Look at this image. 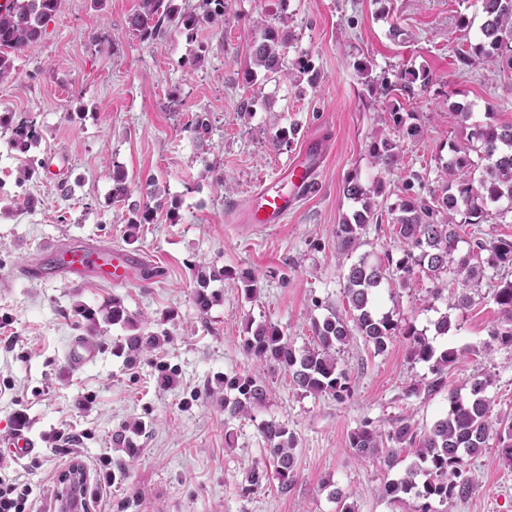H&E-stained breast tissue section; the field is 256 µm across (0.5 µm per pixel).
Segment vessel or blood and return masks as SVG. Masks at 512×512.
Returning a JSON list of instances; mask_svg holds the SVG:
<instances>
[{"mask_svg":"<svg viewBox=\"0 0 512 512\" xmlns=\"http://www.w3.org/2000/svg\"><path fill=\"white\" fill-rule=\"evenodd\" d=\"M324 151L322 141L314 140L289 164L279 168L267 184L249 199L245 218L252 224L283 223L294 204L312 193L317 186V170ZM139 259L118 248H103L83 240L62 246H48L40 259L30 263L25 272L35 279L65 277L78 283L87 277L112 284L131 281ZM99 356L97 346L83 338H73L66 352L72 370L93 364ZM12 459L22 460L38 452V443L26 430L14 431L4 442Z\"/></svg>","mask_w":512,"mask_h":512,"instance_id":"1","label":"vessel or blood"}]
</instances>
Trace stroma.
<instances>
[{"label":"stroma","mask_w":512,"mask_h":512,"mask_svg":"<svg viewBox=\"0 0 512 512\" xmlns=\"http://www.w3.org/2000/svg\"><path fill=\"white\" fill-rule=\"evenodd\" d=\"M139 5L64 0L41 40L14 54V79L0 84V114L34 117L42 129L26 155L0 137V437L15 429L20 413L40 448L12 464L9 478L31 484L32 512H48L73 463L91 472L104 455L124 463L126 475L106 486L91 473L88 512H338L335 489L357 512H416L417 500L394 504L381 495L385 482L412 465L413 448L390 469L355 457L348 435L366 421L387 431L402 419L424 432L446 414L449 392L468 395L476 377L491 379V416L512 413V346L491 336L500 325L491 279L471 287L465 309L455 306L463 289L451 279L437 285L419 273L407 286L379 292L380 311L399 323L429 331L444 313L456 322L440 342L463 355L442 391H426L431 367L411 361L400 336L380 355L359 337L341 348L336 359L352 386L342 401L303 394L278 371L268 377L265 404L251 418L231 419L224 380L263 370L244 350L248 327L272 323L295 348L311 345L312 320L346 310L348 267L394 249L386 222L354 251L339 246L336 226L354 208L342 191L348 174L358 175L375 203H396L408 188L425 196L446 178L449 143L466 142L474 124L512 123V68L458 59L459 49L479 39L480 0H228L223 25L197 29L196 42L208 47L198 63L195 42L175 29L150 44L133 37L129 19ZM462 14L471 20L465 31L457 26ZM266 23L288 32L287 66L309 60L320 74L316 85L260 73L242 84L246 44ZM357 60L370 65L375 86L362 84ZM422 68L433 78L428 91L382 94L401 71ZM395 103L421 132L404 139V164L388 171L372 164L368 146L392 136L386 118ZM461 106L471 112L468 121L457 115ZM201 112L211 129L200 141L187 126ZM290 126L295 136L274 149L276 132ZM310 138L327 145L316 189L286 223L237 222L248 195ZM32 158L44 169L20 181ZM117 168L131 202H145L146 182L154 180L162 200L178 203V221L158 212L129 239L128 208L110 198ZM75 238L143 257L157 275L148 284L119 285L23 276L40 248ZM200 262L237 274L210 282L215 300L204 313L192 271ZM243 273L256 277V297L246 296ZM115 297L132 325L81 316L82 308L98 311ZM146 332L167 338L128 361L120 349L125 337ZM76 336L100 348L80 372L66 363ZM164 373L173 385H162ZM270 419L296 438L297 474L284 494L273 481L248 488L251 468L264 460L258 425ZM467 469L471 495L442 512H512V472L495 445Z\"/></svg>","instance_id":"35a3bbf8"}]
</instances>
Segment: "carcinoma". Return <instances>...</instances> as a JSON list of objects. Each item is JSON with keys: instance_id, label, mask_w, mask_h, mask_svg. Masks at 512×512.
<instances>
[{"instance_id": "obj_1", "label": "carcinoma", "mask_w": 512, "mask_h": 512, "mask_svg": "<svg viewBox=\"0 0 512 512\" xmlns=\"http://www.w3.org/2000/svg\"><path fill=\"white\" fill-rule=\"evenodd\" d=\"M63 0H12L9 9L0 10V84L14 78L11 54L38 42L46 32L52 17L61 8ZM484 22L480 28L481 39L470 46V51L459 53L462 63L471 56L483 57L512 67V0H480ZM203 15L185 12L176 0H141L139 10L130 20V32L142 42L156 40L164 33V24L186 33L193 39L194 31L202 22L224 24L228 0H203ZM288 38L272 26H265L246 46L254 64L265 71L269 78L288 77L284 69V48ZM432 76L426 70H406L399 75L400 90L410 95L415 90L427 91ZM411 114L397 108L389 112V124L402 135L414 137L418 127L408 122ZM0 129L10 132L13 149L26 153L37 146L42 133L36 120L25 117L15 122L0 115ZM207 114L196 115L188 126L195 138L209 134ZM469 141L479 143L477 159L469 156V147L448 144L451 152L444 169L448 179L440 192L428 196L407 195L386 210H378L364 201L366 189L357 175L349 174L343 182L344 196L353 202H362L354 211L336 225V239L340 247L352 251L359 247L372 224L382 222L383 214L391 216L396 228L395 258L386 251L384 258L370 263L361 258L351 264L343 274V294L353 314L346 320L332 313L321 320H313L311 332L313 346L301 350L288 343V338L274 324L261 323L245 338L244 347L267 367L271 373L282 369L291 376L295 387L305 394L331 396L342 400L351 394L348 373L338 368L336 350L359 336L375 353L385 352L393 338L401 335L409 340V358L415 362L431 364L434 378L427 385V392H437L445 386L448 369L456 365L463 352L451 347H438L413 326H399L390 315L379 311L378 290L393 277L406 280L419 272L432 280L453 275L468 287L477 283L490 268L499 277L492 288V298L502 316V328L491 333L503 344L512 345V240L482 236V230L473 231L469 248L458 252L459 229L481 224L488 216V208L503 199L511 206L497 211L500 223H506L512 213V123L476 124L469 133ZM373 162L391 170L402 165L403 149L389 138H382L370 145ZM150 201L130 205L128 219L129 237L143 224L153 221L154 214L164 207L158 194L148 192ZM129 197L125 174L116 170L112 174V201L124 202ZM217 277L235 278L229 269L217 270L212 266H195L197 290L195 302L206 311L211 297L206 293L210 280ZM154 333L127 337L131 355L150 351L156 347ZM490 380H476L469 395L456 392L448 395L447 414L436 420L417 437L412 425L402 420L392 430L382 432L365 422L348 437V447L362 459L385 452L384 464L393 468L399 451L415 447L417 461L405 476L384 484L382 493L393 503L403 502L411 495L421 501L418 512H436L433 503L444 504L455 498L465 499L472 490L471 479L466 476L467 458H472L494 439L503 465L512 467V414L490 420V400L486 389ZM224 386L235 392L232 399H224V413L231 418H246L253 407L264 403L270 389L260 375L224 378ZM259 431L266 443L263 466H255L248 475L249 487L259 489L270 480L277 481L282 492L294 481L297 460L294 453L295 439L285 423L269 420L261 423Z\"/></svg>"}]
</instances>
